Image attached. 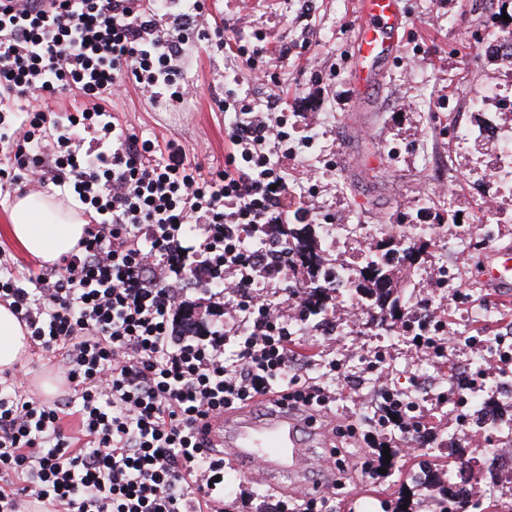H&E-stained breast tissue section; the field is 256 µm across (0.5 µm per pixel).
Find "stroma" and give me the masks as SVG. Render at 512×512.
Masks as SVG:
<instances>
[{"mask_svg":"<svg viewBox=\"0 0 512 512\" xmlns=\"http://www.w3.org/2000/svg\"><path fill=\"white\" fill-rule=\"evenodd\" d=\"M407 32L393 62L375 85L359 93L352 72L351 51L358 32L355 0H207L214 25L224 30V49L210 41L192 39L184 51L183 75L198 87V95L182 110L135 91L110 102L130 131L159 145L175 141L188 159L210 168L224 164V114L218 108L224 83L241 75L245 66L236 48L262 45L263 65L271 75L262 84L241 83L238 91L252 107L264 109L279 96L289 110L306 105L301 125H288L289 144L296 157L288 163V180L296 196L295 208L316 204L321 214L345 217L358 224H383L404 235L415 224H434L446 239H454L459 224H494L497 245L512 246V223L495 224L488 203L496 186L482 164L492 148L485 143L461 147L459 129L473 125L474 93L507 81L500 59L484 54L481 42L512 35V0H401ZM313 140H306L304 126ZM452 156L453 179L439 173L438 160ZM435 251L426 248L399 282L408 288L404 319L421 305L439 312L452 336L440 358L415 354L411 334L401 335L389 348L388 334L371 316L356 317L351 306L337 304L336 321L350 333L324 341L313 321L303 322L298 339L314 347L318 363L309 375L316 383L335 381L341 395L336 403L333 438L343 469L337 501L354 496L358 512H385L405 493L406 470L422 460L462 462L468 488L485 502H512V487L487 484L489 449L499 447L498 433L481 423L458 428L454 407L442 400L449 380L480 379L498 359L491 338L504 336L512 323V306L500 304L491 290L480 286L472 254L455 255L459 277L440 291L432 286ZM432 379L426 395L432 414L442 427L414 456L396 457L390 475L361 476L349 467L355 454L344 426L357 434L370 430L368 405L383 379L405 399L417 400L418 376ZM224 501L230 512H258L271 506L267 486L242 470H225Z\"/></svg>","mask_w":512,"mask_h":512,"instance_id":"35a3bbf8","label":"stroma"}]
</instances>
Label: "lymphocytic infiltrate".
<instances>
[{
    "instance_id": "obj_1",
    "label": "lymphocytic infiltrate",
    "mask_w": 512,
    "mask_h": 512,
    "mask_svg": "<svg viewBox=\"0 0 512 512\" xmlns=\"http://www.w3.org/2000/svg\"><path fill=\"white\" fill-rule=\"evenodd\" d=\"M131 0H0V186L55 183L90 218L53 267L0 271V304L67 390L47 401L17 371L0 372V512H224V458L201 425L264 396L326 408L334 387L303 381L285 307L299 303L284 239L308 222L288 213L283 111L225 94L223 167L204 170L175 143L158 151L109 102L134 84L184 106L183 47L222 39L202 0H165L193 28L164 27ZM69 97L72 110L44 106ZM21 121L5 132L6 115ZM92 132L81 150L79 131ZM266 236L247 251L244 232ZM212 322L182 324L191 291ZM371 462L409 457L428 439L418 417L385 397Z\"/></svg>"
}]
</instances>
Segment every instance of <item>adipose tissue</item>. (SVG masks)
<instances>
[{
    "instance_id": "adipose-tissue-1",
    "label": "adipose tissue",
    "mask_w": 512,
    "mask_h": 512,
    "mask_svg": "<svg viewBox=\"0 0 512 512\" xmlns=\"http://www.w3.org/2000/svg\"><path fill=\"white\" fill-rule=\"evenodd\" d=\"M85 224L78 211L57 197L30 193L15 197L7 233L28 254L52 264L76 246ZM25 351L23 325L0 305V370L14 367Z\"/></svg>"
}]
</instances>
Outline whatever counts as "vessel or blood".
<instances>
[{
    "mask_svg": "<svg viewBox=\"0 0 512 512\" xmlns=\"http://www.w3.org/2000/svg\"><path fill=\"white\" fill-rule=\"evenodd\" d=\"M359 33L352 63L357 81L368 88L377 80L399 42L403 15L399 0H357ZM484 287L512 298V248L491 249L483 263ZM211 434L226 458L253 466L275 489H297L319 449L328 447L329 428L317 416L286 402H268L259 410L225 413L212 423Z\"/></svg>",
    "mask_w": 512,
    "mask_h": 512,
    "instance_id": "vessel-or-blood-1",
    "label": "vessel or blood"
}]
</instances>
